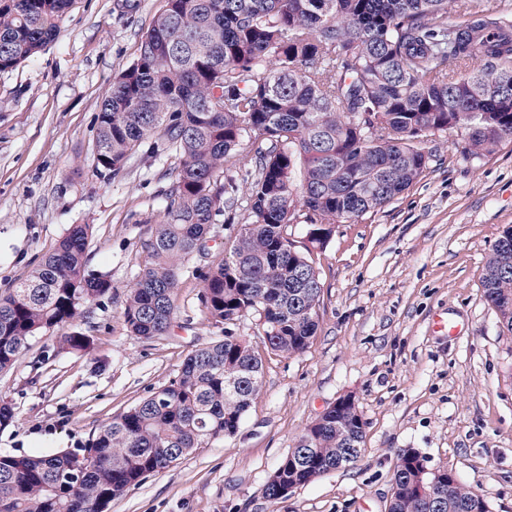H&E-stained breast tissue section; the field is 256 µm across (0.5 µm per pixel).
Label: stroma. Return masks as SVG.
Instances as JSON below:
<instances>
[{"instance_id": "35a3bbf8", "label": "stroma", "mask_w": 512, "mask_h": 512, "mask_svg": "<svg viewBox=\"0 0 512 512\" xmlns=\"http://www.w3.org/2000/svg\"><path fill=\"white\" fill-rule=\"evenodd\" d=\"M161 0H73L58 38L0 71V292L28 276L65 230L88 224L90 269L112 294L72 328L89 353L60 350L40 332L0 373L15 413L0 454L85 447L112 417L169 384L186 356L221 333L186 264L174 295L176 334L145 341L122 318L126 285L148 258L140 241L160 220L179 157L148 141L119 178L96 168V117L113 79L138 54ZM418 182L381 211L340 223L311 259L322 286L318 329L305 352L268 355L237 433L193 449L112 501L108 512H387L397 455L457 473L512 512V336L483 296L488 253L512 226V137L480 159L456 134L430 142ZM457 322L448 336L436 318ZM353 396L365 423L361 457L269 501L263 485L305 427Z\"/></svg>"}]
</instances>
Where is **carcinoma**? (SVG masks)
Returning a JSON list of instances; mask_svg holds the SVG:
<instances>
[{"label":"carcinoma","mask_w":512,"mask_h":512,"mask_svg":"<svg viewBox=\"0 0 512 512\" xmlns=\"http://www.w3.org/2000/svg\"><path fill=\"white\" fill-rule=\"evenodd\" d=\"M72 0H0V71L41 53ZM163 0L133 63L97 116L96 167L117 177L154 137L180 151L164 214L141 242L149 261L126 288V329L143 340L172 333L182 268L209 241L217 214L238 205L246 141L258 173L245 175L250 221L224 225L216 260L196 270L199 300L222 336L191 352L171 383L115 415L83 454L0 455V512H105L146 477L219 436L234 435L260 391L262 353L295 356L314 336L322 287L310 258L337 223L376 213L416 182L425 144L456 133L480 158L512 137V23L476 0ZM496 31L495 39L485 37ZM305 227L299 247L289 228ZM91 226L72 224L28 278L0 292V372L36 333L60 330L112 294L88 268ZM483 294L512 336V226L494 242ZM252 317L259 343L237 334ZM63 347L90 349L64 333ZM364 422L341 401L304 430L267 477L277 501L349 466ZM388 512H490L452 471L423 473L398 455Z\"/></svg>","instance_id":"carcinoma-1"}]
</instances>
